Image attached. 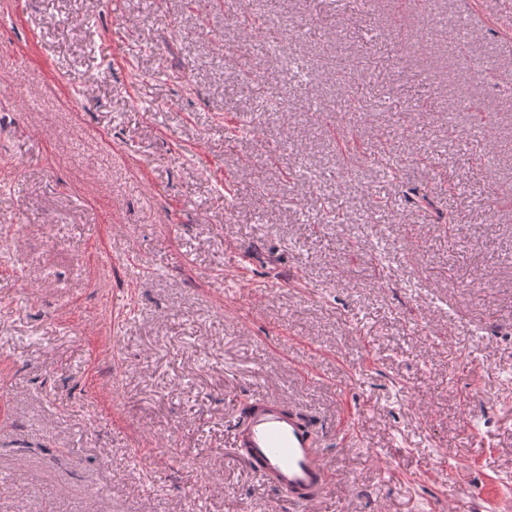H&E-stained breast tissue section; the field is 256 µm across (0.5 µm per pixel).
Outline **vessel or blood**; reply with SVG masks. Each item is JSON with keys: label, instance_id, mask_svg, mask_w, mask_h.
<instances>
[{"label": "vessel or blood", "instance_id": "vessel-or-blood-1", "mask_svg": "<svg viewBox=\"0 0 512 512\" xmlns=\"http://www.w3.org/2000/svg\"><path fill=\"white\" fill-rule=\"evenodd\" d=\"M233 445L261 481L306 512H316L332 487L312 431L283 401L257 397L244 406Z\"/></svg>", "mask_w": 512, "mask_h": 512}]
</instances>
